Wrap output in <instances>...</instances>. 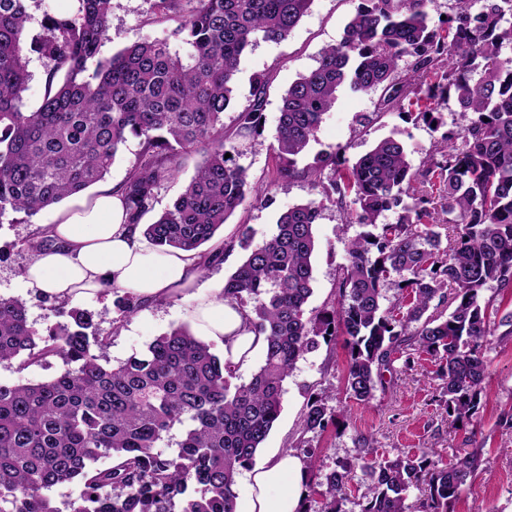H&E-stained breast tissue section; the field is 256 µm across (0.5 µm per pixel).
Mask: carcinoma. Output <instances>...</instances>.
<instances>
[{
  "mask_svg": "<svg viewBox=\"0 0 512 512\" xmlns=\"http://www.w3.org/2000/svg\"><path fill=\"white\" fill-rule=\"evenodd\" d=\"M36 2L0 0V224L104 180L132 136L143 152L121 187L131 223H140L181 158L201 152L195 175L143 235L162 250L195 251L205 265L220 260L223 252L201 247L248 198H262L247 170L226 157L224 112L241 57L260 41L286 39L314 0H154L155 14L177 26L110 58L99 52L112 39V0H70L75 8L46 16L31 38ZM430 2L362 0L341 40L282 96L272 149L285 184L344 86L382 89L381 112L402 111L412 95L425 102L419 117L429 125L441 124L439 108L453 99L467 123L417 166L397 131L352 163L339 148L329 152L307 169L320 198L282 213L276 233L255 245L242 231L248 253L220 297L248 312L249 329L265 337L264 364L248 382L232 383L237 367L185 327L113 365L112 337L91 311L54 301L50 310L71 322L38 329L23 300L0 298V366L22 372L51 357L68 366L36 384L0 382V512H58L49 491L64 483L78 490L71 512H236L237 477L278 419L295 364L337 335L347 348L348 398L370 403L384 372L416 347L439 361L448 416L476 413L483 344L495 324L512 326V311L498 322L499 308L483 300L492 289L512 303V58L500 56L512 43V0H483L476 14L472 0H456L443 26L432 23ZM173 40L188 46L187 58ZM29 52L51 63L34 109L22 98ZM265 97L259 78L237 117L241 136L262 134ZM326 201L372 230L347 243L336 307L308 317L315 224ZM395 208L396 223H378ZM54 246L46 229L26 242L35 256ZM388 284L403 294L385 308ZM140 305L130 293L118 297L115 323ZM329 420L323 398L308 401L306 430L322 431ZM177 425L182 439L166 456L158 445ZM358 446L370 479L360 512H407L408 491L420 485L429 512H448L461 486L490 469L477 448L441 466L432 448L388 459L371 457L364 437ZM101 457L110 463L98 464ZM351 481L342 463L325 473L317 512H345Z\"/></svg>",
  "mask_w": 512,
  "mask_h": 512,
  "instance_id": "cac0c4a2",
  "label": "carcinoma"
}]
</instances>
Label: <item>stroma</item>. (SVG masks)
<instances>
[{"mask_svg": "<svg viewBox=\"0 0 512 512\" xmlns=\"http://www.w3.org/2000/svg\"><path fill=\"white\" fill-rule=\"evenodd\" d=\"M359 5L360 0H314L309 13L285 40L259 42L242 56L236 99L224 114V137L227 145L235 146L237 163L247 169L253 184L268 193L269 200L247 201L208 242V249H223L224 260L204 267L196 291L219 294L225 279L242 262L246 251L241 244V227L249 228L253 242H261L275 233L276 220L283 211L318 198L319 191L305 170L321 154L338 148L352 161L397 131L412 161L417 163L440 139L442 131L465 125L466 120L453 101L441 109L443 129L438 132L415 116L378 112L380 91L354 92L343 88L306 153L298 158V176L284 186L276 183L277 161L270 145L279 123L281 96L300 74L315 66L324 47L341 40ZM110 23L112 40L100 49L104 58L129 43L159 36L163 30L174 27L170 21L155 23L152 0H112ZM260 75L268 81L263 134L257 138L243 137L238 133L236 116L247 105L254 80ZM201 161L198 153L185 156L174 176L157 190L142 223L154 221L157 213L183 190ZM53 215V210L47 209L27 222L0 224V296L23 299L29 321L39 329L65 323L66 318L50 312L47 302L26 288L22 271L32 256L22 249L21 243L51 224ZM361 231L360 225L347 224L344 210L331 203L325 205L315 226L319 247L313 257L314 292L306 307L307 315L335 307L342 269L347 263L344 242ZM114 299L113 293L102 291L80 302L81 307L94 313L101 333L111 335L107 355L114 364L143 351L172 328L193 325L189 302L177 297L142 303L133 316L122 321L117 318ZM484 353L488 374L480 408L471 419L459 423L445 411L440 398L439 366L429 354L417 350L411 363L396 361L375 400L363 406L346 398L343 392L347 361L343 339L320 342L317 349L297 362L287 379L283 410L255 461L263 463L278 450L312 448L319 456L321 472H328L339 462L351 464L353 493L345 510L360 512V492L368 477L357 465L359 438H368L370 447L380 456L393 458L433 448L445 463L465 451L480 448L489 458L491 469L462 486L449 512H473L478 506L490 507L492 512H512V428L504 423L506 416L512 414V341L497 335L488 337ZM313 393L323 396L331 417L322 432L303 428L306 402Z\"/></svg>", "mask_w": 512, "mask_h": 512, "instance_id": "obj_1", "label": "stroma"}]
</instances>
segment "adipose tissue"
Listing matches in <instances>:
<instances>
[{
    "instance_id": "obj_1",
    "label": "adipose tissue",
    "mask_w": 512,
    "mask_h": 512,
    "mask_svg": "<svg viewBox=\"0 0 512 512\" xmlns=\"http://www.w3.org/2000/svg\"><path fill=\"white\" fill-rule=\"evenodd\" d=\"M50 232L55 246L35 256L23 274L36 293L75 301L109 282L146 301L183 295L199 335L220 345L226 361L243 366L263 349L264 339L250 331L244 311L190 292L201 272L193 253L158 251L140 228L127 224L120 192L106 188L74 197L55 212ZM306 480L300 458L273 454L249 474V494L239 512H300Z\"/></svg>"
}]
</instances>
